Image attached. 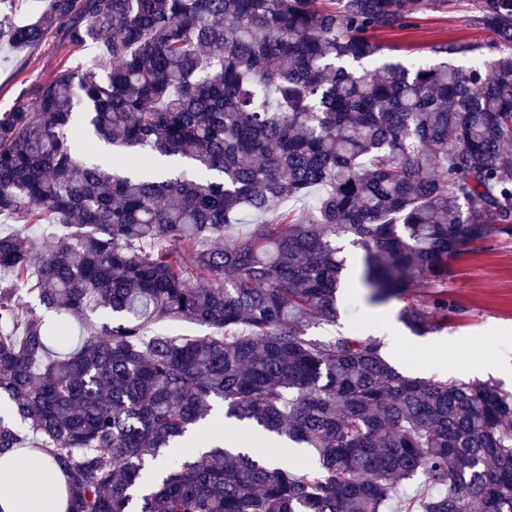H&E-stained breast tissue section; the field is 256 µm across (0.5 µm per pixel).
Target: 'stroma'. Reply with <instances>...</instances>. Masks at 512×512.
Instances as JSON below:
<instances>
[{
  "instance_id": "1",
  "label": "stroma",
  "mask_w": 512,
  "mask_h": 512,
  "mask_svg": "<svg viewBox=\"0 0 512 512\" xmlns=\"http://www.w3.org/2000/svg\"><path fill=\"white\" fill-rule=\"evenodd\" d=\"M378 39L385 56L408 60L430 58L431 46L444 40L484 44L492 35L473 25L469 10L461 6L450 13H422L410 27L379 34ZM93 53L92 47L75 48L52 36L36 46L0 54V112L33 100L42 82L90 60ZM447 286L458 310L437 337L448 342V355L418 348V336L398 319V306L373 310L358 289L340 302L336 324L308 327L307 335L324 338L343 331L378 338L382 327H389L399 346L385 349V357L403 372L420 377L470 379V372L456 362L455 347L461 342L468 343L479 359L512 358V238H490L449 258Z\"/></svg>"
}]
</instances>
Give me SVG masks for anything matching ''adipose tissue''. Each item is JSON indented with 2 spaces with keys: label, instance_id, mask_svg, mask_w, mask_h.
I'll use <instances>...</instances> for the list:
<instances>
[{
  "label": "adipose tissue",
  "instance_id": "ef3b65f1",
  "mask_svg": "<svg viewBox=\"0 0 512 512\" xmlns=\"http://www.w3.org/2000/svg\"><path fill=\"white\" fill-rule=\"evenodd\" d=\"M63 481L50 457L14 449L0 458V512H65L64 500L44 494L48 484Z\"/></svg>",
  "mask_w": 512,
  "mask_h": 512
}]
</instances>
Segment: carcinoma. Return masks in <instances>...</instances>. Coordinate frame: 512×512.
Returning <instances> with one entry per match:
<instances>
[{
  "label": "carcinoma",
  "instance_id": "carcinoma-1",
  "mask_svg": "<svg viewBox=\"0 0 512 512\" xmlns=\"http://www.w3.org/2000/svg\"><path fill=\"white\" fill-rule=\"evenodd\" d=\"M461 2L44 0L0 28L98 52L0 113V454L50 456L67 512H387L417 478L399 512H512L511 392L305 333L338 318V237L370 306L420 282L417 336L457 310L448 258L512 237V0H468L494 40L434 64L377 41ZM90 137L112 166L80 160ZM315 188L310 216L281 209ZM97 310L75 349L46 318ZM181 320L213 332H152ZM271 441L299 464L225 446Z\"/></svg>",
  "mask_w": 512,
  "mask_h": 512
}]
</instances>
